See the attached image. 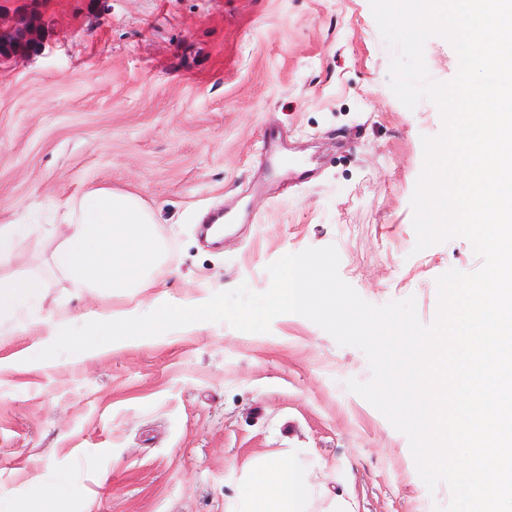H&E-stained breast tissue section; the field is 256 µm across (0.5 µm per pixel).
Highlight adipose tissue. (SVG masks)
<instances>
[{"mask_svg": "<svg viewBox=\"0 0 512 512\" xmlns=\"http://www.w3.org/2000/svg\"><path fill=\"white\" fill-rule=\"evenodd\" d=\"M154 217L141 200L109 186H94L67 202L55 224H0V332L40 336L45 357L57 351V337L161 336L179 309L163 297L141 300L115 314L93 310L82 320L64 313L44 318L37 306L47 280L10 271L23 240L39 234L53 240L45 264L53 275L106 295H130L147 287L163 258ZM248 491L228 512H315L323 499L298 453L265 459L250 471Z\"/></svg>", "mask_w": 512, "mask_h": 512, "instance_id": "ef3b65f1", "label": "adipose tissue"}]
</instances>
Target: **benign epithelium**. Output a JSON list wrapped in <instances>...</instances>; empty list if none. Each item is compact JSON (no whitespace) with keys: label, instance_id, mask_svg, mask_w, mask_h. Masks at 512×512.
<instances>
[{"label":"benign epithelium","instance_id":"benign-epithelium-1","mask_svg":"<svg viewBox=\"0 0 512 512\" xmlns=\"http://www.w3.org/2000/svg\"><path fill=\"white\" fill-rule=\"evenodd\" d=\"M48 26L43 0H29L14 11H0V63L36 51Z\"/></svg>","mask_w":512,"mask_h":512}]
</instances>
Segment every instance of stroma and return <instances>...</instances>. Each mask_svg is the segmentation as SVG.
I'll list each match as a JSON object with an SVG mask.
<instances>
[{
  "label": "stroma",
  "instance_id": "obj_1",
  "mask_svg": "<svg viewBox=\"0 0 512 512\" xmlns=\"http://www.w3.org/2000/svg\"><path fill=\"white\" fill-rule=\"evenodd\" d=\"M41 50L0 65V224L53 222L93 186L138 196L165 245L154 271L171 303L247 284L268 264L335 246L370 304L414 298L481 260L454 238L415 251L410 200L437 106L406 108L369 0H45ZM274 128L287 150L267 156ZM313 170L290 179L294 166ZM231 205L214 243L201 218ZM95 304L53 281L41 315ZM0 345V512H225L246 466L301 449L309 477L351 512H441L406 435L347 380L364 353L309 319L270 332L198 322L91 359Z\"/></svg>",
  "mask_w": 512,
  "mask_h": 512
}]
</instances>
